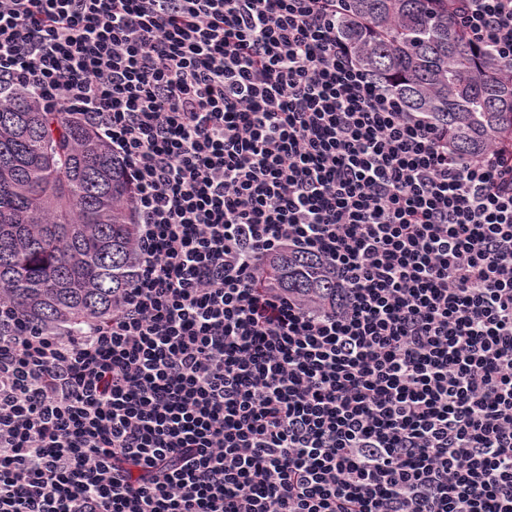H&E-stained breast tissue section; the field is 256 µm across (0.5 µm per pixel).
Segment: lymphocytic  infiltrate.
<instances>
[{"label":"lymphocytic infiltrate","instance_id":"f902f5d3","mask_svg":"<svg viewBox=\"0 0 512 512\" xmlns=\"http://www.w3.org/2000/svg\"><path fill=\"white\" fill-rule=\"evenodd\" d=\"M347 2L0 0V101L108 141L138 226L110 318L0 336V512H512V158L407 111ZM449 2L511 67L512 0ZM312 258L283 251L273 259L269 278L274 285L305 298L328 299L336 291L334 279ZM318 268V269H314Z\"/></svg>","mask_w":512,"mask_h":512}]
</instances>
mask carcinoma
<instances>
[{"label":"carcinoma","mask_w":512,"mask_h":512,"mask_svg":"<svg viewBox=\"0 0 512 512\" xmlns=\"http://www.w3.org/2000/svg\"><path fill=\"white\" fill-rule=\"evenodd\" d=\"M341 31L363 67L448 129L456 152L512 147V74L471 46L448 0H349ZM131 188L122 160L91 129L46 112L30 95L0 104V299L19 326L72 328L103 320L137 265ZM272 283L328 299L334 279L283 251Z\"/></svg>","instance_id":"1"}]
</instances>
